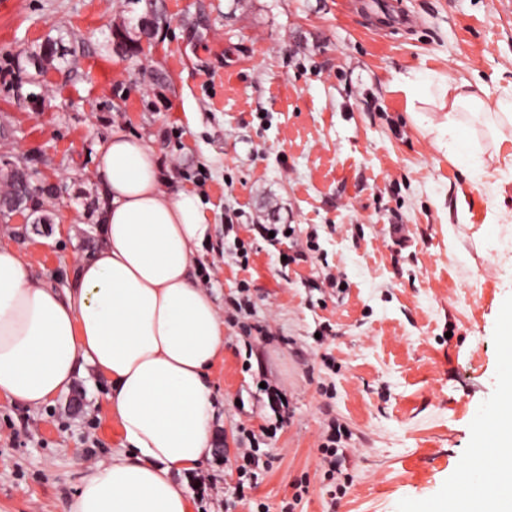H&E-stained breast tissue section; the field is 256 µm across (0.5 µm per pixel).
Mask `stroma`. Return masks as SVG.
I'll return each mask as SVG.
<instances>
[{
    "mask_svg": "<svg viewBox=\"0 0 512 512\" xmlns=\"http://www.w3.org/2000/svg\"><path fill=\"white\" fill-rule=\"evenodd\" d=\"M0 0V173L28 168L24 216L0 242L63 288L101 244L94 177L114 130L155 150L161 185L198 194L211 226L195 277L224 321L212 370L223 417L211 458L180 476L193 512H248L245 430L272 466L250 499L323 512L318 451L346 426L351 483L336 512H436L474 448L500 435L512 334V166L464 171L411 122L403 77L512 90V0ZM48 40L61 54L41 71ZM259 224L290 226L281 243ZM250 253L241 266L238 244ZM251 313L234 318L240 282ZM288 400L269 408L259 381ZM91 368L33 409L0 399V512H66L121 435Z\"/></svg>",
    "mask_w": 512,
    "mask_h": 512,
    "instance_id": "35a3bbf8",
    "label": "stroma"
}]
</instances>
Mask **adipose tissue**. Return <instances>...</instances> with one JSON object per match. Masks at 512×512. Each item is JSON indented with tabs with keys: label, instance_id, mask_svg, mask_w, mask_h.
I'll return each mask as SVG.
<instances>
[{
	"label": "adipose tissue",
	"instance_id": "adipose-tissue-1",
	"mask_svg": "<svg viewBox=\"0 0 512 512\" xmlns=\"http://www.w3.org/2000/svg\"><path fill=\"white\" fill-rule=\"evenodd\" d=\"M403 87L434 106L411 116L459 165L477 152L473 119L498 143L512 125V98L485 100L471 83L418 76ZM96 177L102 243L63 290L0 243V397L40 407L91 366L109 385L121 449L88 470L68 512H191L175 477L212 453L210 374L224 355V324L193 275L209 231L203 204L162 190L153 148L121 130L100 146Z\"/></svg>",
	"mask_w": 512,
	"mask_h": 512
}]
</instances>
